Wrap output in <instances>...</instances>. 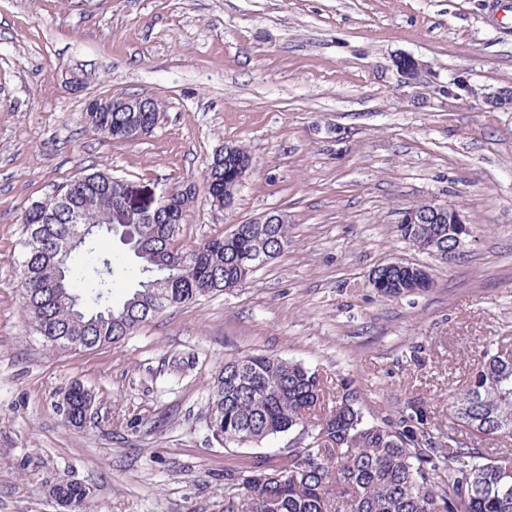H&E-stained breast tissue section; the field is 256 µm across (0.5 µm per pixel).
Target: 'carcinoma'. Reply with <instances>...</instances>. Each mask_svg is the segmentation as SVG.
Here are the masks:
<instances>
[{"instance_id":"obj_1","label":"carcinoma","mask_w":512,"mask_h":512,"mask_svg":"<svg viewBox=\"0 0 512 512\" xmlns=\"http://www.w3.org/2000/svg\"><path fill=\"white\" fill-rule=\"evenodd\" d=\"M146 112H87V129L101 139L110 131L139 127L150 134L160 104ZM253 161L236 145L207 163L204 178L212 202L233 204L242 171ZM140 188L94 171L77 177L59 193L26 208L21 252L23 311L47 345L61 350L79 340L88 348L130 335L159 312L222 294L247 281L241 264L258 271L288 246L286 224H243L239 234L222 235L187 248L177 243L180 225L161 196L147 208L134 198ZM87 229L83 236L76 232ZM447 224H421L399 235L421 251H448ZM74 246L52 271L53 245L70 237ZM118 239L136 258L140 279L121 303L112 288L121 260L103 252ZM86 252L89 269L78 274L73 257ZM386 294L430 287L416 264L385 271ZM326 388L300 363L252 354L224 362L208 399V428L226 448L259 444L296 430L311 439L288 450L274 467L224 474V512H512V453L496 456L482 439L512 440V359L488 351L466 385L448 395V428L434 422L419 400L395 414L368 419L353 395L336 399L322 416ZM91 393L72 385L62 399L63 422L81 428ZM54 493L81 512L82 485L61 481Z\"/></svg>"}]
</instances>
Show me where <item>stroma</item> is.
<instances>
[{
	"instance_id": "stroma-1",
	"label": "stroma",
	"mask_w": 512,
	"mask_h": 512,
	"mask_svg": "<svg viewBox=\"0 0 512 512\" xmlns=\"http://www.w3.org/2000/svg\"><path fill=\"white\" fill-rule=\"evenodd\" d=\"M512 0H0V512H224V473L277 465L298 433L227 448L207 428L224 361L264 353L354 392L366 418L448 392L485 349L512 348ZM419 63L407 81L399 57ZM79 74L82 91L65 86ZM162 106L135 143L85 128L88 102ZM255 158L230 209L211 205L216 149ZM94 168L165 193L194 182L178 240L195 246L264 212L285 251L224 294L165 310L125 339L47 347L22 310V211ZM461 205L475 236L449 261L396 232L401 209ZM427 267L431 288L387 297L370 274ZM95 417L65 425L71 383Z\"/></svg>"
}]
</instances>
